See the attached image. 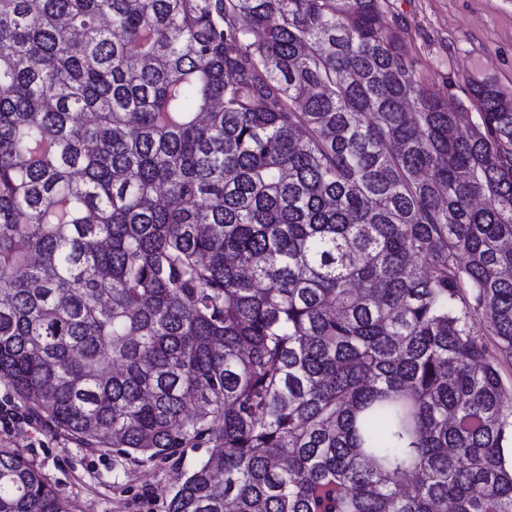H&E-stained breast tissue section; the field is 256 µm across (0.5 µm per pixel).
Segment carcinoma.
<instances>
[{
	"label": "carcinoma",
	"mask_w": 512,
	"mask_h": 512,
	"mask_svg": "<svg viewBox=\"0 0 512 512\" xmlns=\"http://www.w3.org/2000/svg\"><path fill=\"white\" fill-rule=\"evenodd\" d=\"M385 7L0 0V377L166 512H512V94Z\"/></svg>",
	"instance_id": "1"
}]
</instances>
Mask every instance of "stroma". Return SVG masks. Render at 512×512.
I'll return each mask as SVG.
<instances>
[{"label": "stroma", "mask_w": 512, "mask_h": 512, "mask_svg": "<svg viewBox=\"0 0 512 512\" xmlns=\"http://www.w3.org/2000/svg\"><path fill=\"white\" fill-rule=\"evenodd\" d=\"M397 19L423 83L463 98L471 79L487 75L512 92V0H390L385 20ZM0 448L33 459L70 512H164L174 487L166 465L92 454L35 423L1 433Z\"/></svg>", "instance_id": "35a3bbf8"}]
</instances>
